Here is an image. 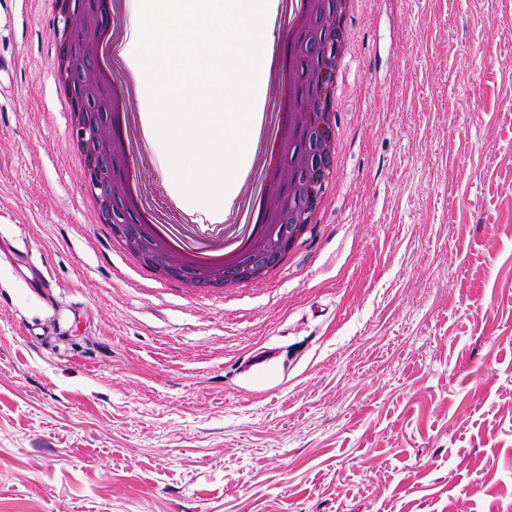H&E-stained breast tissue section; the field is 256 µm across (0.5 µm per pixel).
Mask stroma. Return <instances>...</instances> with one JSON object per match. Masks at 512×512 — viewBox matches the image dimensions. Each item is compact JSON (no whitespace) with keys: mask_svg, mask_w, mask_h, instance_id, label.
Masks as SVG:
<instances>
[{"mask_svg":"<svg viewBox=\"0 0 512 512\" xmlns=\"http://www.w3.org/2000/svg\"><path fill=\"white\" fill-rule=\"evenodd\" d=\"M347 26L318 220L213 296L94 221L52 13L0 0V512H512V0ZM133 145L166 221H242Z\"/></svg>","mask_w":512,"mask_h":512,"instance_id":"1","label":"stroma"}]
</instances>
